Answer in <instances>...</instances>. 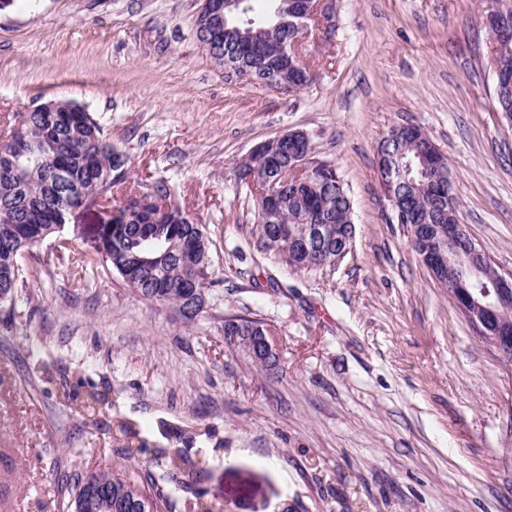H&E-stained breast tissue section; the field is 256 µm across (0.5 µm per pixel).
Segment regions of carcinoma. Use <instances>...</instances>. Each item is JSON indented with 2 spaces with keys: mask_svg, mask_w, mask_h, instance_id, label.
Segmentation results:
<instances>
[{
  "mask_svg": "<svg viewBox=\"0 0 512 512\" xmlns=\"http://www.w3.org/2000/svg\"><path fill=\"white\" fill-rule=\"evenodd\" d=\"M252 0H242L239 13L228 20L232 32L224 40L207 41L204 33L198 39L204 50L222 60V67L231 72L242 66L252 68L257 81L273 75L269 66L253 57L251 41L273 40V44L289 43L301 34L296 27L298 18L275 27L283 0H268L269 10L261 19L249 18ZM71 103L61 102L58 112L66 118L53 123L42 112H24L14 118L8 131L9 145L0 147V304L15 301L18 288L24 282V270L19 257L29 248L22 233L25 226L44 232L45 237L56 234L63 225L70 205L85 198L99 199V190L112 192V186L127 176V159L114 151L103 127L87 111L69 114ZM20 150L37 158L22 179L13 178L9 152ZM378 151L399 156L413 154L414 144L402 141L394 131L388 132ZM442 177L439 189L448 196L440 202L430 191H420L402 180H396L393 194L410 200V208L402 213V224H456L457 201L452 194L451 171L447 160L441 163ZM281 208L277 218L258 219L259 241L263 248L275 251L292 269L304 270L336 264V252L328 249L306 255L292 245L308 225L323 219L343 228L352 224L351 201L343 181L335 178H308L296 186L279 192ZM120 212H129V218L107 225L110 246L103 257L126 285L148 301H161L176 311L197 308V312L181 318L185 325L195 323L199 313L208 304V286L211 283L210 241L200 225L173 224L169 221L152 223L149 212L154 206H145L133 195L117 206ZM158 244L154 251L146 249L145 238ZM201 270L198 285L190 290L184 281L196 270ZM275 327L256 320L239 319L224 330V343L245 352L254 336H273ZM165 474L159 479L142 476L138 471L102 462L85 477L75 470L77 461L56 462L49 470L50 479L63 494L62 507L69 512H85L83 503L93 490L112 495L113 512H174L175 470L180 468L179 452L165 456Z\"/></svg>",
  "mask_w": 512,
  "mask_h": 512,
  "instance_id": "cac0c4a2",
  "label": "carcinoma"
}]
</instances>
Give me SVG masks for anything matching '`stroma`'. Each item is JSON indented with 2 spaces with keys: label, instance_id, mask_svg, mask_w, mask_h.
Returning a JSON list of instances; mask_svg holds the SVG:
<instances>
[{
  "label": "stroma",
  "instance_id": "obj_1",
  "mask_svg": "<svg viewBox=\"0 0 512 512\" xmlns=\"http://www.w3.org/2000/svg\"><path fill=\"white\" fill-rule=\"evenodd\" d=\"M512 0H334L286 93L227 78L195 36L200 0H0V117L77 103L211 240L196 324L143 299L95 251L98 202L30 247L0 306V512H58L48 474L78 457L201 484L177 512H512V362L480 336L392 222L377 146L412 124L448 158L458 219L512 274V125L493 107L485 16ZM305 131L352 205L350 252L293 270L258 244L235 169ZM275 326L284 370L224 346ZM47 371L33 370L35 361ZM252 336H275V327L244 318L239 319V322L232 325L229 330L227 327H224V343L226 345L237 347L238 351L244 352L252 363L258 365L261 369L271 370L268 363L257 361L247 355L246 351L250 347Z\"/></svg>",
  "mask_w": 512,
  "mask_h": 512
}]
</instances>
